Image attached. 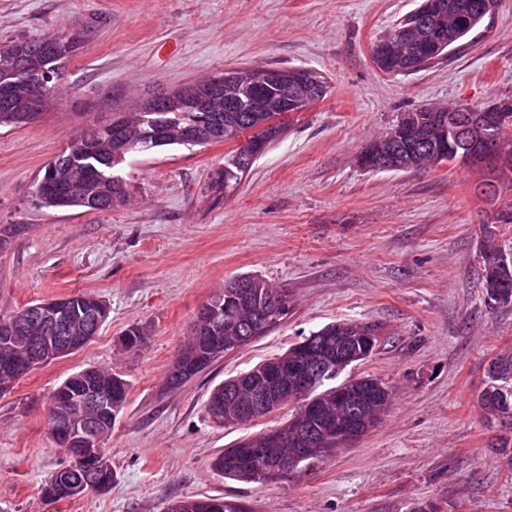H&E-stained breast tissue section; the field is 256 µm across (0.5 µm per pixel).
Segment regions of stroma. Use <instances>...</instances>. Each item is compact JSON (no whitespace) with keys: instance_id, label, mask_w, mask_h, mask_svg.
Instances as JSON below:
<instances>
[{"instance_id":"35a3bbf8","label":"stroma","mask_w":512,"mask_h":512,"mask_svg":"<svg viewBox=\"0 0 512 512\" xmlns=\"http://www.w3.org/2000/svg\"><path fill=\"white\" fill-rule=\"evenodd\" d=\"M421 0H0V40L90 29L36 122L0 129V317L79 292L109 314L82 349L0 395V512H163L188 497L225 496L254 512H512V472L488 442L477 406L487 362L512 348V305L489 308L480 228L494 207L484 174L445 163L363 170V148L404 113L512 100V0L448 56L405 75L373 64V46ZM304 67L328 93L290 114L233 194L215 197L224 143L130 154L126 204L109 213L47 209L31 197L72 132L110 119L130 95L171 90L238 67ZM256 274L288 293V316L182 387L166 386L199 306L218 286ZM380 339L343 378L391 389L382 421L319 469L272 486L220 477L215 456L278 426L281 410L220 427L206 404L225 379L338 320ZM141 328L142 344L121 336ZM96 366L128 381L104 442L114 480L101 492L46 502L41 489L70 458L46 414L55 388Z\"/></svg>"}]
</instances>
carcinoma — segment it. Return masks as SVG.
<instances>
[{
  "label": "carcinoma",
  "instance_id": "obj_1",
  "mask_svg": "<svg viewBox=\"0 0 512 512\" xmlns=\"http://www.w3.org/2000/svg\"><path fill=\"white\" fill-rule=\"evenodd\" d=\"M432 5L431 25L428 32L412 47L416 59L426 67L440 60L447 50L438 47L440 28H448V16L460 17V26L456 29L457 40H462L482 23L478 4L480 0H429ZM59 34H48L37 39L0 41V64L8 59L19 62L26 71L27 79L18 81L5 76L0 69V86L9 83V90L0 92V128H18L26 125L24 116L29 110L32 91H37L49 104L55 94L56 84L37 83L44 68L54 65L57 77L63 78L65 63L78 55L88 40L83 34L82 40L66 44L60 42L52 49L50 40L59 39ZM391 48L381 56L378 69L388 75L406 73L403 69L405 53L394 48L401 41L395 33L385 37ZM242 77L244 91L240 93L243 101L256 98L253 89L254 69H237ZM278 104H267L264 111L226 112L224 94L189 89L185 85L173 91L159 90L150 94L139 104L137 111L118 126L113 121L97 123L71 139L64 153L65 161L49 170L42 168L34 180L32 195L37 205L47 208H86L99 212H110L125 203L128 198V186L117 177V167L132 152L147 151L152 148L173 145H206L224 141V132L237 127L244 131L252 129L263 145L252 151L247 158L248 165H242L239 156L232 153L224 155V168L217 173L213 189L217 194L229 195L239 184L244 173L262 155L268 145L276 139L279 129H270L266 123L274 116ZM417 123L427 127L438 125L440 113L436 107H422L413 112ZM497 134L504 145L512 150V103L496 112ZM504 247L500 240L498 225H483L479 241V253L482 271L480 284L484 299L492 307L507 306L512 303V266L504 270L495 264V255ZM215 297L224 302V312L220 321L204 328L205 333L216 331L228 339L236 340L240 335L238 324L248 313L257 310L253 304L244 306L236 303L233 295L221 291ZM98 301L92 294L77 293L50 301L55 306H87ZM12 317L0 318V355L14 354V344L5 337L14 332L5 328ZM364 324L351 320L329 323L311 332L313 336H335L340 332L356 337L358 357L355 361L367 359L375 350L360 337ZM348 367L346 363H333L327 373L309 389V398L323 400L326 412L338 422L344 416L343 408L336 405V391L344 390L353 384L376 383L386 386L378 378L361 376L347 379L337 385L327 382L336 379L338 374ZM77 384L83 388L96 389L112 385L113 399L126 404L129 384L121 374L97 367H88L68 377L61 386ZM477 405L485 419H493L499 426L498 445L488 444L498 460L512 470V350L500 352L489 363L487 380L478 397ZM257 439L247 436L229 448L224 449L213 460V468L224 478L242 483L269 484L265 476L263 462L249 459L243 444ZM69 480L84 491L100 489V480L93 477L83 467H74L69 472ZM181 512H250V508L234 499L219 496L189 497L179 501Z\"/></svg>",
  "mask_w": 512,
  "mask_h": 512
}]
</instances>
